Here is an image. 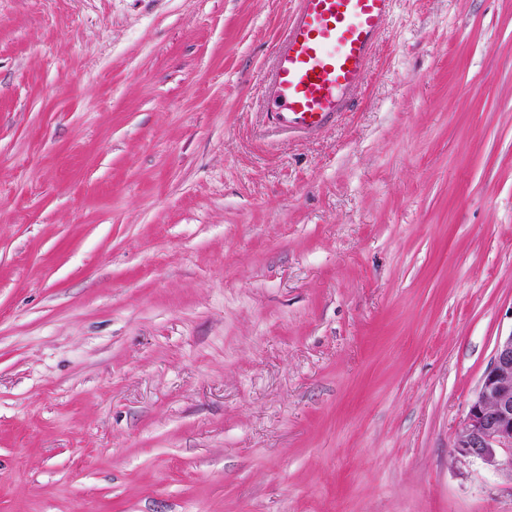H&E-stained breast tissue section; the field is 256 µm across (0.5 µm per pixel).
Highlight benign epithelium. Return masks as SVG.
Here are the masks:
<instances>
[{
    "label": "benign epithelium",
    "mask_w": 512,
    "mask_h": 512,
    "mask_svg": "<svg viewBox=\"0 0 512 512\" xmlns=\"http://www.w3.org/2000/svg\"><path fill=\"white\" fill-rule=\"evenodd\" d=\"M454 448L512 474V333L498 339Z\"/></svg>",
    "instance_id": "7a95c632"
}]
</instances>
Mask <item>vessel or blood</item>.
Returning <instances> with one entry per match:
<instances>
[{"mask_svg": "<svg viewBox=\"0 0 512 512\" xmlns=\"http://www.w3.org/2000/svg\"><path fill=\"white\" fill-rule=\"evenodd\" d=\"M395 2L295 0L268 80V107L279 130L313 136L346 112L368 79Z\"/></svg>", "mask_w": 512, "mask_h": 512, "instance_id": "vessel-or-blood-1", "label": "vessel or blood"}]
</instances>
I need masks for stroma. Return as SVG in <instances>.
Wrapping results in <instances>:
<instances>
[{"label":"stroma","instance_id":"obj_1","mask_svg":"<svg viewBox=\"0 0 512 512\" xmlns=\"http://www.w3.org/2000/svg\"><path fill=\"white\" fill-rule=\"evenodd\" d=\"M294 0H0V512H512V0H397L351 112ZM396 0H295L275 51L268 107L288 134L318 135L368 79ZM454 448L512 475V333L498 339Z\"/></svg>","mask_w":512,"mask_h":512}]
</instances>
